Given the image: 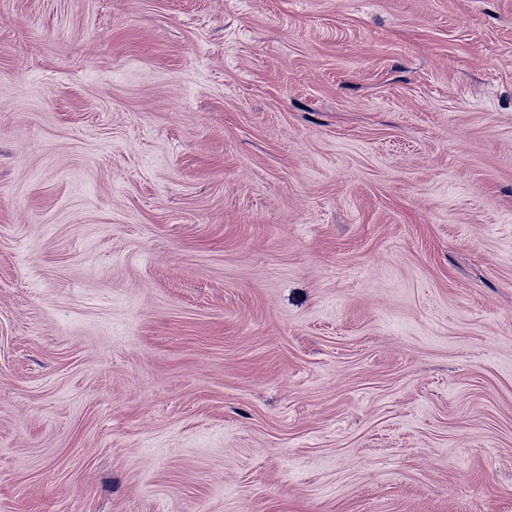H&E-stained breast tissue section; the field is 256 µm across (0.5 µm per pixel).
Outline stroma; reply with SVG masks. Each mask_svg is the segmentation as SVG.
Instances as JSON below:
<instances>
[{"label": "stroma", "instance_id": "stroma-1", "mask_svg": "<svg viewBox=\"0 0 512 512\" xmlns=\"http://www.w3.org/2000/svg\"><path fill=\"white\" fill-rule=\"evenodd\" d=\"M0 512H512V0H0Z\"/></svg>", "mask_w": 512, "mask_h": 512}]
</instances>
